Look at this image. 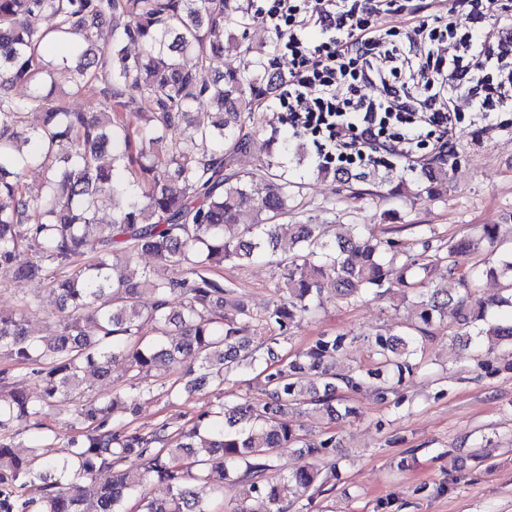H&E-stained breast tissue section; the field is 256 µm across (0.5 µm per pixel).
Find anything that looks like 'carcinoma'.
<instances>
[{"mask_svg": "<svg viewBox=\"0 0 512 512\" xmlns=\"http://www.w3.org/2000/svg\"><path fill=\"white\" fill-rule=\"evenodd\" d=\"M250 0H0V276L38 280L58 299L50 335L25 327L31 301L20 299L0 314V512H213L234 474L243 497L230 512H288L289 490L318 493L322 471L313 463L280 470L279 448L316 458L335 438L309 440L288 423V408L306 406L333 420L355 408L336 409V392L373 390L379 396L421 366L427 327L453 313L459 342L485 336L512 347V318L490 313L512 307V253L500 261L508 296L478 295L484 271L462 269L459 257L479 248L460 238L417 258L401 260L397 243L360 224L329 241L322 225L299 220L300 186L288 180L272 155L255 169L235 168L265 133L260 110L284 75L265 61L262 47L224 42V23L246 24ZM137 44L131 55L126 46ZM235 51L224 70L212 58ZM69 75L73 91L91 105L73 109L55 95V74ZM15 85L29 93H10ZM183 126L194 128L174 138ZM300 167H310L303 145L282 140ZM42 171L43 187L31 194L26 171ZM377 185L394 181L390 167L344 177ZM265 182L262 196L252 192ZM448 182L447 155L432 157L412 181L395 191L433 200ZM112 205V221L98 210ZM298 246L280 262L276 299L253 313L211 277L224 261L251 263L278 251L282 236ZM125 264L109 262L114 252ZM155 254L163 271L136 263ZM28 255L24 265L16 263ZM438 267L459 290L432 285ZM419 311L422 326L378 335L374 362L357 373L329 363L353 339L320 336L290 354L288 331L318 314L324 295L357 302L393 289ZM153 295L145 308L141 294ZM255 321L277 330L260 345L248 331ZM126 364L128 388L100 398L86 396V375L107 377L112 362ZM187 365L184 390L221 388L226 369L263 377L261 396L216 408L177 427L167 419L144 434L132 427L141 400L154 388L142 373ZM30 387L15 384L14 369ZM74 409L71 434L58 456L43 451L57 437L43 434L26 454L17 452L22 425L44 428L57 403ZM158 481L166 494L154 498ZM209 488L211 501L193 483Z\"/></svg>", "mask_w": 512, "mask_h": 512, "instance_id": "cac0c4a2", "label": "carcinoma"}]
</instances>
